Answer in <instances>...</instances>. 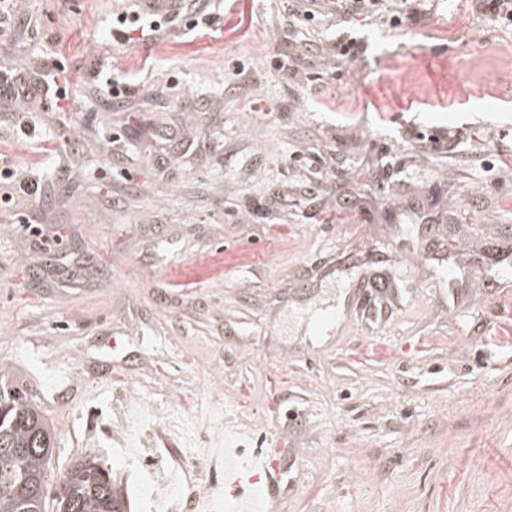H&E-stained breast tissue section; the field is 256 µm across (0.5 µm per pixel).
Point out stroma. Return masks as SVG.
I'll return each mask as SVG.
<instances>
[{
    "mask_svg": "<svg viewBox=\"0 0 512 512\" xmlns=\"http://www.w3.org/2000/svg\"><path fill=\"white\" fill-rule=\"evenodd\" d=\"M201 6L156 45L113 41L123 0H23L0 28L17 66L133 73L122 105L29 104L26 135L0 103V161L44 186L0 212V382L57 431L49 483L89 455L127 476L110 436L133 398L144 464L183 475L172 512L214 480L251 496L171 424L206 445L216 403L226 452L277 460L256 512H512V30L466 0L398 28Z\"/></svg>",
    "mask_w": 512,
    "mask_h": 512,
    "instance_id": "35a3bbf8",
    "label": "stroma"
}]
</instances>
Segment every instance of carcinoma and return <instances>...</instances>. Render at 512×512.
Wrapping results in <instances>:
<instances>
[{
	"mask_svg": "<svg viewBox=\"0 0 512 512\" xmlns=\"http://www.w3.org/2000/svg\"><path fill=\"white\" fill-rule=\"evenodd\" d=\"M54 436L55 430L27 395L0 384V452L27 449L15 462L0 458V512H128L127 499L93 455L62 474V495L50 497L46 471Z\"/></svg>",
	"mask_w": 512,
	"mask_h": 512,
	"instance_id": "cac0c4a2",
	"label": "carcinoma"
}]
</instances>
